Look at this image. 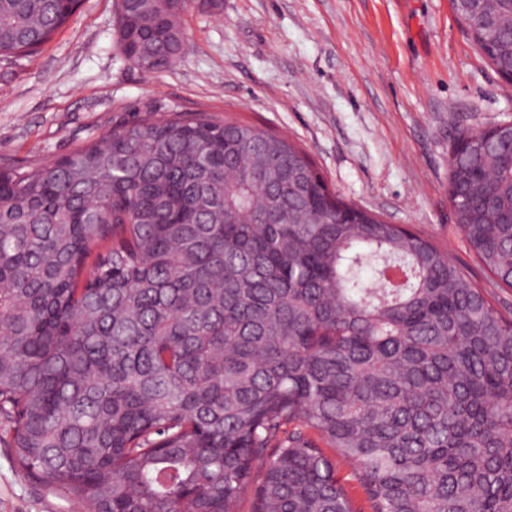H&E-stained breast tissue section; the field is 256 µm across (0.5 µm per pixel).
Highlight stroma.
I'll return each instance as SVG.
<instances>
[{
    "instance_id": "obj_1",
    "label": "stroma",
    "mask_w": 512,
    "mask_h": 512,
    "mask_svg": "<svg viewBox=\"0 0 512 512\" xmlns=\"http://www.w3.org/2000/svg\"><path fill=\"white\" fill-rule=\"evenodd\" d=\"M187 48L146 73L115 43V0H84L37 52L0 57V169L56 160L145 116L205 113L287 135L346 200L446 252L512 318L448 203L459 129L512 118V84L449 0H224L183 16ZM0 512H69L0 442Z\"/></svg>"
}]
</instances>
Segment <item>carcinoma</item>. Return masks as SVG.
<instances>
[{
  "mask_svg": "<svg viewBox=\"0 0 512 512\" xmlns=\"http://www.w3.org/2000/svg\"><path fill=\"white\" fill-rule=\"evenodd\" d=\"M115 0L147 73L190 2ZM496 73L512 0H450ZM76 0H0V56ZM448 202L512 288V121L460 133ZM373 270L365 281L363 267ZM0 424L16 464L86 512H512V320L448 255L329 188L288 137L146 117L0 170ZM336 464L338 476L341 478L342 482L345 484L346 488L349 491L350 496L354 500V503L358 509L362 512H371L370 505L367 502V499L359 487L357 476L354 469L342 462L336 456Z\"/></svg>",
  "mask_w": 512,
  "mask_h": 512,
  "instance_id": "carcinoma-1",
  "label": "carcinoma"
}]
</instances>
